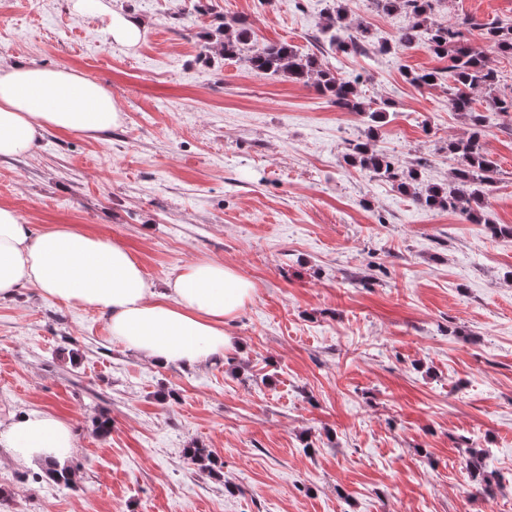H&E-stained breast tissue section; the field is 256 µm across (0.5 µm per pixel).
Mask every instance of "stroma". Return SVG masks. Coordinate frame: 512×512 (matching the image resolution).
<instances>
[{
    "label": "stroma",
    "mask_w": 512,
    "mask_h": 512,
    "mask_svg": "<svg viewBox=\"0 0 512 512\" xmlns=\"http://www.w3.org/2000/svg\"><path fill=\"white\" fill-rule=\"evenodd\" d=\"M104 2L0 0L1 67L74 70L121 112L110 131L51 128L0 158V205L33 232L66 224L125 248L153 287L213 260L255 292L225 325L235 347L202 367L153 365L107 313L31 286L0 304V421L51 414L76 438L69 488L33 481L0 443V512H512V237L487 229L512 225V118L486 128L498 167L470 223L345 163L366 118L207 38L238 19L251 48L285 42L357 81L387 105L375 149L424 159L421 190L448 183L468 126L445 83L407 82L445 66L424 43L395 46L410 15L345 0L372 40L344 52L323 33L333 0ZM114 12L144 22L136 48L112 41ZM433 16L471 18L469 44L512 86L486 38L512 25V0H438ZM473 442L493 494L471 480ZM194 444L223 479L184 458Z\"/></svg>",
    "instance_id": "obj_1"
}]
</instances>
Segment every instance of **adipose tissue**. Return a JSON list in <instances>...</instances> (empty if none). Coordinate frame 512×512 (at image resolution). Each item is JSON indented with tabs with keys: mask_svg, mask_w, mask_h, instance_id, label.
I'll list each match as a JSON object with an SVG mask.
<instances>
[{
	"mask_svg": "<svg viewBox=\"0 0 512 512\" xmlns=\"http://www.w3.org/2000/svg\"><path fill=\"white\" fill-rule=\"evenodd\" d=\"M119 121L111 94L74 71L16 64L0 72V157L28 152L49 128L97 134ZM28 284L48 298L108 312L113 337L158 366H202L231 348L224 324L254 291L215 261L190 263L166 288H153L126 249L67 225L32 234L0 205V303ZM0 439L28 465L65 462L76 448L70 426L45 413L13 417Z\"/></svg>",
	"mask_w": 512,
	"mask_h": 512,
	"instance_id": "adipose-tissue-1",
	"label": "adipose tissue"
}]
</instances>
